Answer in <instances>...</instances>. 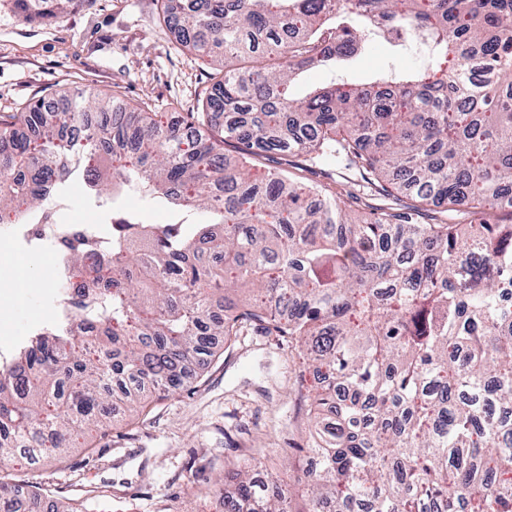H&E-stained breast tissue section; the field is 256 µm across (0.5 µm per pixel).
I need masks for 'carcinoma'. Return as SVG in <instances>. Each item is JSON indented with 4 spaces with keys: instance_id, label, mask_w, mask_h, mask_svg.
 I'll return each mask as SVG.
<instances>
[{
    "instance_id": "1",
    "label": "carcinoma",
    "mask_w": 512,
    "mask_h": 512,
    "mask_svg": "<svg viewBox=\"0 0 512 512\" xmlns=\"http://www.w3.org/2000/svg\"><path fill=\"white\" fill-rule=\"evenodd\" d=\"M51 17L72 0H15ZM163 0L180 45L218 64L194 121L63 93L0 134V220L53 219L72 178L112 191L110 246L66 243L54 321L0 375V460L63 454L152 391L175 392L215 339L264 322L295 344L318 470L305 512H512V224H354L321 185L252 174L257 152L341 159L421 203L512 211V0ZM381 25L414 29L435 67L333 83L307 100L288 84L360 55ZM238 144L237 156L221 144ZM161 202L165 224L115 204ZM208 218L187 230L188 216ZM324 382L305 388V372ZM222 512H292L294 488L252 469ZM0 487V512H25Z\"/></svg>"
}]
</instances>
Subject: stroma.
<instances>
[{
  "label": "stroma",
  "mask_w": 512,
  "mask_h": 512,
  "mask_svg": "<svg viewBox=\"0 0 512 512\" xmlns=\"http://www.w3.org/2000/svg\"><path fill=\"white\" fill-rule=\"evenodd\" d=\"M427 67L374 41L349 70L356 81L378 69ZM211 65L178 45L165 26L159 0H74L57 16L25 20L14 0H0V120L58 91L117 95L133 107L149 106L165 123H183L200 111L211 85ZM258 173L288 169L292 178L338 193L354 221L372 212L415 211L419 223L466 224L470 215L415 204L402 194L364 185L341 192L344 166H309L304 156L264 153ZM60 224H94L112 232L105 210L89 201L83 181H73L54 214ZM37 259L38 285L25 287L20 265ZM54 268L0 235V349L26 342L53 318ZM295 351L262 324L245 325L205 365L197 384L149 397L148 408L129 417L114 403L112 425L91 432L89 447L32 465L18 458L0 465V482L41 483L60 501L83 512H215V496L250 466L260 476L294 483L307 463V402L295 382Z\"/></svg>",
  "instance_id": "stroma-1"
}]
</instances>
